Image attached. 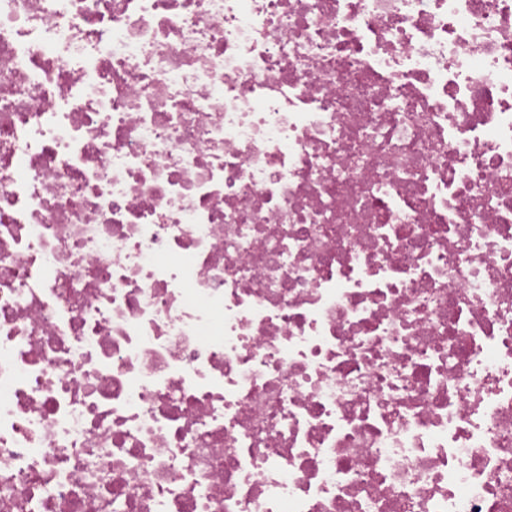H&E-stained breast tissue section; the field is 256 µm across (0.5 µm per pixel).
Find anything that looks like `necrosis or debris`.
Masks as SVG:
<instances>
[{"label": "necrosis or debris", "instance_id": "1", "mask_svg": "<svg viewBox=\"0 0 512 512\" xmlns=\"http://www.w3.org/2000/svg\"><path fill=\"white\" fill-rule=\"evenodd\" d=\"M0 512H512V0H0Z\"/></svg>", "mask_w": 512, "mask_h": 512}]
</instances>
